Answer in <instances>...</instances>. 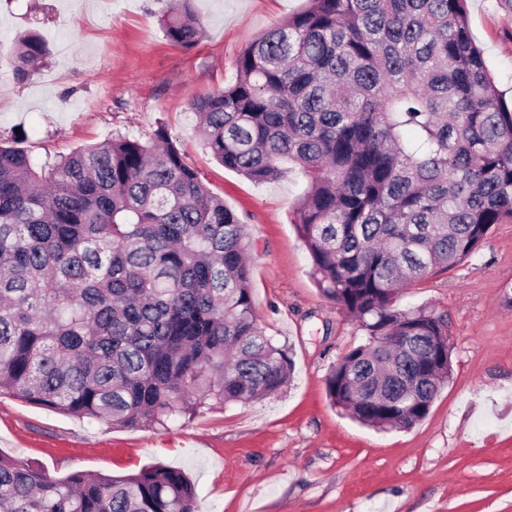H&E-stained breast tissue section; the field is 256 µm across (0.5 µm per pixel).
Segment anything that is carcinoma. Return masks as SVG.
Here are the masks:
<instances>
[{"instance_id": "carcinoma-1", "label": "carcinoma", "mask_w": 512, "mask_h": 512, "mask_svg": "<svg viewBox=\"0 0 512 512\" xmlns=\"http://www.w3.org/2000/svg\"><path fill=\"white\" fill-rule=\"evenodd\" d=\"M159 23L182 48L204 34L194 0H171ZM46 55L19 36L16 77ZM190 110L224 167L307 180L293 222L313 277L366 336L329 373L331 404L379 430L422 421L452 377L448 319L396 298L512 223V106L467 0H307ZM245 238L163 131L41 167L0 145V395L152 427L278 393L293 362L259 322ZM195 503L179 468L56 478L0 454V512Z\"/></svg>"}]
</instances>
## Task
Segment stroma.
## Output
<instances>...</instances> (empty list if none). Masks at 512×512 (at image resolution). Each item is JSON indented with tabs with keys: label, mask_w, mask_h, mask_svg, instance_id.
<instances>
[{
	"label": "stroma",
	"mask_w": 512,
	"mask_h": 512,
	"mask_svg": "<svg viewBox=\"0 0 512 512\" xmlns=\"http://www.w3.org/2000/svg\"><path fill=\"white\" fill-rule=\"evenodd\" d=\"M305 0H196L205 36L170 44L167 0H0V41L37 31L51 55L30 79L0 57V140L40 164L122 133L165 130L245 223L256 311L289 348L294 378L259 401L201 408L166 426L114 428L0 396V453L63 477L163 463L196 485L197 512H512V223L472 256L404 289L399 307L448 318L452 378L413 428L377 431L331 405L326 378L365 343L326 299L292 222L305 180L257 184L217 164L189 103L233 81L241 51ZM471 34L512 98V10L469 0Z\"/></svg>",
	"instance_id": "obj_1"
}]
</instances>
